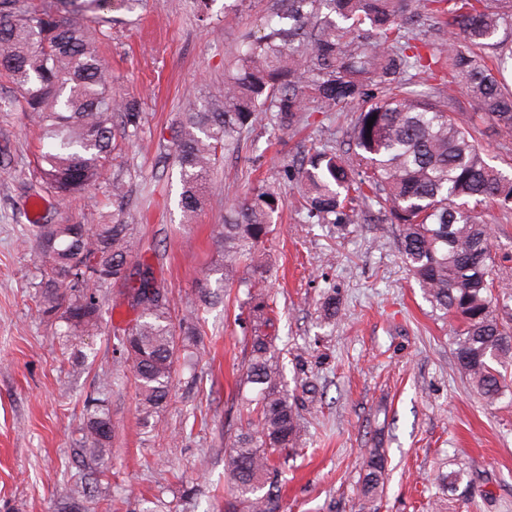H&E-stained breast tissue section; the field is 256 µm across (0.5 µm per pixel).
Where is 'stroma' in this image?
Returning <instances> with one entry per match:
<instances>
[{
    "label": "stroma",
    "instance_id": "stroma-1",
    "mask_svg": "<svg viewBox=\"0 0 512 512\" xmlns=\"http://www.w3.org/2000/svg\"><path fill=\"white\" fill-rule=\"evenodd\" d=\"M214 0L200 21L194 0H147L127 11L104 10L108 37L99 54L115 96L136 99L140 138L124 146L100 180L63 200L35 182L37 130L21 94L0 77V512H57L92 475L95 508L120 512H224L225 458L251 406L240 388L251 331L246 296L225 289L212 307L196 284L219 262L224 214L257 181L284 207L263 245L266 289L276 302L275 345L292 394L315 384L304 405L301 452L283 468L286 512H512V389L487 403L459 371L453 328L424 298L404 265L394 225L374 216L338 227L306 222L299 188L284 175L309 140L354 152L350 112L308 107L295 129L259 117L235 152L220 156L195 222L178 207L175 131L191 101L215 100L244 33L262 35L268 14L285 0H243L237 10ZM126 183L140 250L131 268L162 263L176 317L200 329L195 374L176 373L171 400L144 425L128 366L113 331L134 317L120 285L97 291L101 327L59 339L64 325L39 317L41 251L30 224H101L112 218L113 180ZM479 218L492 227L499 311L512 318V210L490 205ZM336 301V320L322 306ZM103 400L119 428L100 456L86 454V409ZM383 449L387 481L372 500L361 494V462ZM459 471L455 492L441 474Z\"/></svg>",
    "mask_w": 512,
    "mask_h": 512
}]
</instances>
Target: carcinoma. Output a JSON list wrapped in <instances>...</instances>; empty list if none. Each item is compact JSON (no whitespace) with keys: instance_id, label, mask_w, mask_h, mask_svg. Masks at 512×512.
I'll return each instance as SVG.
<instances>
[{"instance_id":"1","label":"carcinoma","mask_w":512,"mask_h":512,"mask_svg":"<svg viewBox=\"0 0 512 512\" xmlns=\"http://www.w3.org/2000/svg\"><path fill=\"white\" fill-rule=\"evenodd\" d=\"M110 2L0 0V73L25 91L22 110L43 141L37 176L63 197L95 183L118 140L137 136L141 125L139 103L112 96V75L100 63L96 42L108 34L89 30L90 14ZM430 2L451 17L453 42L420 36L423 0H288V12L271 16L264 35L246 33L222 100L193 101L183 113L174 151L179 207L185 218L200 210L218 152L233 148L240 130L260 115L269 112L279 127L292 129L311 98L324 112L355 108L354 155L313 144L301 157L303 208L321 224H353L357 208L369 203L396 225L404 264L432 308L454 324L458 367L492 402L509 388L512 323L497 310L490 234L477 208L494 202L511 210L512 177L484 160L475 132L485 120L512 132V86L504 76L512 13L485 0ZM440 71L465 90L469 120L414 89L416 77ZM111 195L110 223L37 225L47 257L39 313L70 334L93 333L100 324L97 288H126L135 318L114 338L148 425L169 403L176 363L191 357L200 331L174 323L168 289L151 264L128 272L136 246L135 228L123 219L129 194L114 181ZM280 205L278 193L262 186L238 202L218 240L224 262L197 288L207 305L236 284L255 324L241 384L255 393L256 421L231 443L225 467L234 497L224 512H282V462L298 453L304 431L283 388L275 337L262 330L275 310L264 289L260 246ZM88 410L86 441L99 452L110 447L116 424L103 404ZM362 468L363 497L370 500L385 484L384 455L373 450Z\"/></svg>"}]
</instances>
